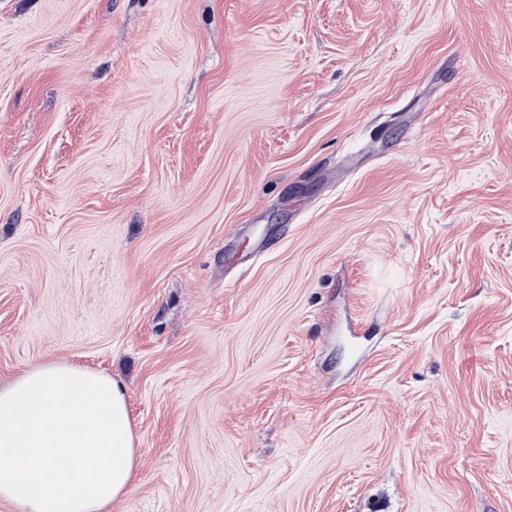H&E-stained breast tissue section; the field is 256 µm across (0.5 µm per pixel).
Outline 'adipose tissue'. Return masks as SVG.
Instances as JSON below:
<instances>
[{
    "label": "adipose tissue",
    "instance_id": "obj_1",
    "mask_svg": "<svg viewBox=\"0 0 512 512\" xmlns=\"http://www.w3.org/2000/svg\"><path fill=\"white\" fill-rule=\"evenodd\" d=\"M137 468L124 389L48 362L0 387V500L20 512H108Z\"/></svg>",
    "mask_w": 512,
    "mask_h": 512
}]
</instances>
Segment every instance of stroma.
Masks as SVG:
<instances>
[{
	"mask_svg": "<svg viewBox=\"0 0 512 512\" xmlns=\"http://www.w3.org/2000/svg\"><path fill=\"white\" fill-rule=\"evenodd\" d=\"M121 383L110 512H512V0H0V384Z\"/></svg>",
	"mask_w": 512,
	"mask_h": 512,
	"instance_id": "obj_1",
	"label": "stroma"
}]
</instances>
